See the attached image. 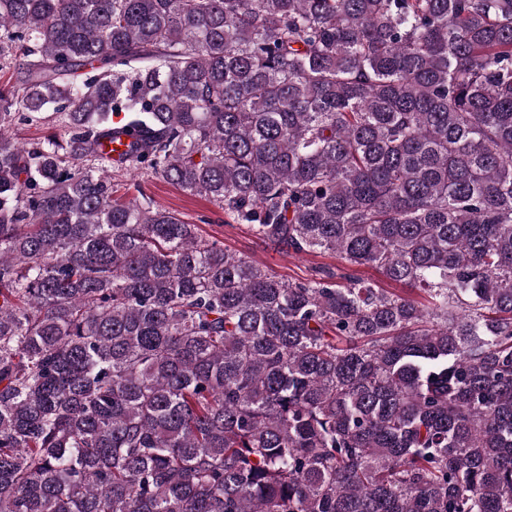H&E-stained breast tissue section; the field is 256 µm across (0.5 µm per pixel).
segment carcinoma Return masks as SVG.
Masks as SVG:
<instances>
[{"label":"carcinoma","instance_id":"obj_1","mask_svg":"<svg viewBox=\"0 0 512 512\" xmlns=\"http://www.w3.org/2000/svg\"><path fill=\"white\" fill-rule=\"evenodd\" d=\"M18 55L0 512H512V0H0ZM118 180L123 184L119 194L127 191L132 195L138 194L135 184L140 183L158 207L175 212L190 224H198L204 237L220 241L224 249L248 257L279 279L305 280L315 277L321 269H329L335 273H354L397 293H405L406 288H409L389 281L373 266L348 265L332 252L300 255L288 253L276 244L258 239L246 224H224V213L208 200L191 195L162 179L147 175L132 179L125 174L119 176Z\"/></svg>","mask_w":512,"mask_h":512}]
</instances>
